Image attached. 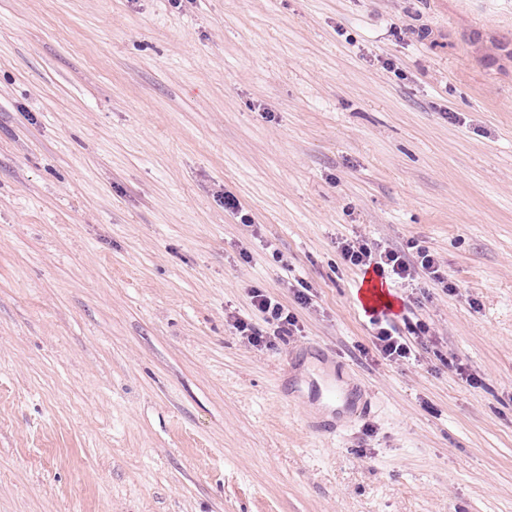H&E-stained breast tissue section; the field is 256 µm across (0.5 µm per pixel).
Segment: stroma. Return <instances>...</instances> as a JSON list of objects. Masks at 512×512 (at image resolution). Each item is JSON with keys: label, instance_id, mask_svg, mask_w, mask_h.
I'll use <instances>...</instances> for the list:
<instances>
[{"label": "stroma", "instance_id": "stroma-1", "mask_svg": "<svg viewBox=\"0 0 512 512\" xmlns=\"http://www.w3.org/2000/svg\"><path fill=\"white\" fill-rule=\"evenodd\" d=\"M0 512H512V0H0ZM338 248L345 262L360 268L364 273L371 269L386 283L395 281L410 286L426 277L447 292L453 288L442 273L440 261L428 249L418 248L413 255L396 246L369 242L360 235L338 242ZM251 294L254 308L263 315L264 322L270 326V331L257 327L250 318L233 313L227 315V321L231 323L236 335L241 336L248 345L257 350H270L276 346L271 336L285 341L300 331L294 314L287 308L272 300L260 289H252ZM389 311L388 307L381 311L376 308L364 310L365 313L369 314V322L374 326L375 331L372 336L373 356L393 364L416 360L417 350L412 338L418 339L420 336H427L428 330L425 331L421 324L418 325L417 323L414 326L407 318H402L404 329H406L408 335L404 334L395 321L397 315L390 314Z\"/></svg>", "mask_w": 512, "mask_h": 512}]
</instances>
